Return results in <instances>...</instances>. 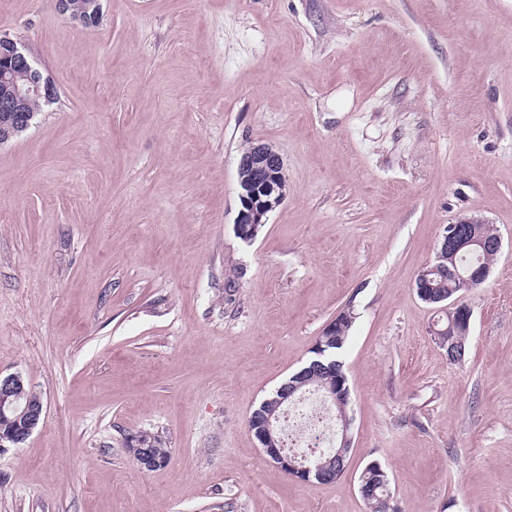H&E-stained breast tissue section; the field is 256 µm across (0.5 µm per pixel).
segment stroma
Wrapping results in <instances>:
<instances>
[{"instance_id": "35a3bbf8", "label": "stroma", "mask_w": 512, "mask_h": 512, "mask_svg": "<svg viewBox=\"0 0 512 512\" xmlns=\"http://www.w3.org/2000/svg\"><path fill=\"white\" fill-rule=\"evenodd\" d=\"M56 99L0 145V374L46 414L0 512H512V0H0ZM287 195L234 230L239 159ZM503 245L461 360L414 288L445 225ZM352 317L342 478H290L252 411ZM159 435L145 472L129 435ZM100 2V0H57V5L59 11L73 23L82 27H92L100 19ZM349 317V314L347 313H340L336 316L335 319H333L332 321H330L323 329L322 333L320 336H318L313 348H312V351H313V354L315 355V357L317 358H321L322 356L325 355V349L327 348L328 345H326L327 342H329L333 336L336 335V338L334 339V342H336V344H334L333 346H330L327 351L331 354H336L339 350H341L347 340V337H348V331L350 329V326H351V316L349 319L346 320V323H345V327L343 329H340L337 331V334H336V329L337 328H342L343 327V321ZM149 440H151L150 448H153V451L156 455L146 446L144 448H138L140 450L139 455L138 449L131 448L130 446L128 448V451L132 455L133 459L135 460L137 458L136 463L139 468L146 471H151L166 464V461L157 456L158 454L163 458H170L169 450L165 447V442L158 435L152 434Z\"/></svg>"}]
</instances>
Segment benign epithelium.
Segmentation results:
<instances>
[{
	"instance_id": "7a95c632",
	"label": "benign epithelium",
	"mask_w": 512,
	"mask_h": 512,
	"mask_svg": "<svg viewBox=\"0 0 512 512\" xmlns=\"http://www.w3.org/2000/svg\"><path fill=\"white\" fill-rule=\"evenodd\" d=\"M59 11L73 23L82 27H92L100 19V0H57ZM56 99V92L50 81L36 66L25 46L7 34L0 35V119L7 126V134L0 135V144L8 142L13 136L26 131L34 118L31 101L36 100L46 106ZM238 173L239 201L234 229L236 235L245 242L255 239L261 225L267 221L268 214L282 204L285 193L280 189L284 180V162L281 155L266 144H254L241 156ZM463 223L449 224L445 227L436 253V261L448 263V276L454 278L462 289L468 291L482 285L488 278L485 272L464 276L456 269L455 258L458 253L472 248H502L501 237L488 241L482 235L481 227L485 220L471 216ZM449 306L459 312L458 328L467 333L471 328L472 311L470 307L455 297ZM349 317L340 313L330 321L318 336L312 351L316 360L300 371L304 378L322 367L320 357L325 355L327 342L336 335V329L343 327V321ZM346 376L339 373L336 388L324 393V399L336 406V419L339 427L332 443L338 448L351 444L350 425L347 407L349 388L345 386ZM27 383L19 374L0 376V450L23 443L39 426L43 419L44 407L40 400L26 397ZM279 416L268 415L265 420L249 431L257 440L264 454L296 480L303 483H315L320 480L335 482L345 470L336 471L331 462L298 459L289 455L283 448L278 427ZM140 469L151 471L166 464L148 448L140 449L136 459Z\"/></svg>"
}]
</instances>
